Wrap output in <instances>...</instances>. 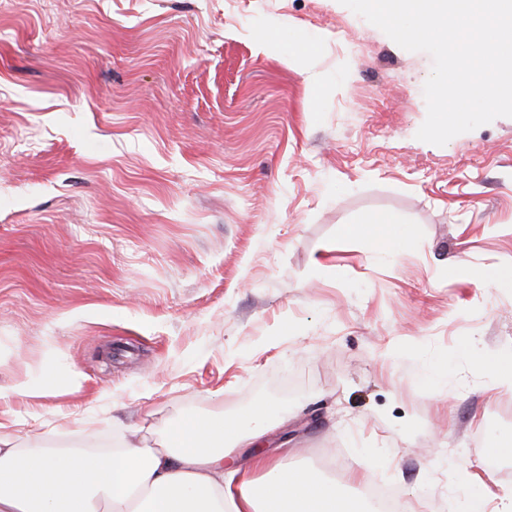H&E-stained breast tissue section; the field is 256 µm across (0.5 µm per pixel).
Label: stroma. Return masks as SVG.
I'll return each instance as SVG.
<instances>
[{"mask_svg":"<svg viewBox=\"0 0 512 512\" xmlns=\"http://www.w3.org/2000/svg\"><path fill=\"white\" fill-rule=\"evenodd\" d=\"M431 70L339 0H0V389H30L0 427L276 403L240 467L285 447L364 512L375 483L497 512L512 390L473 356L512 355V290L477 280L512 267V118L418 140ZM395 218L390 214H376L371 218L365 219L357 228L356 231L362 235L373 236L376 228L385 229V237L389 244L395 241L396 237H403L405 232L396 226Z\"/></svg>","mask_w":512,"mask_h":512,"instance_id":"1","label":"stroma"}]
</instances>
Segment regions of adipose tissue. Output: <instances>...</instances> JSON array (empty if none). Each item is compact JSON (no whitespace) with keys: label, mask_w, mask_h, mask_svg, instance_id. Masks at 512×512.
<instances>
[{"label":"adipose tissue","mask_w":512,"mask_h":512,"mask_svg":"<svg viewBox=\"0 0 512 512\" xmlns=\"http://www.w3.org/2000/svg\"><path fill=\"white\" fill-rule=\"evenodd\" d=\"M223 415L194 417L157 445L133 430L123 450L28 448L0 433V512H352L315 469L252 458L255 478L224 461L245 441Z\"/></svg>","instance_id":"obj_1"}]
</instances>
